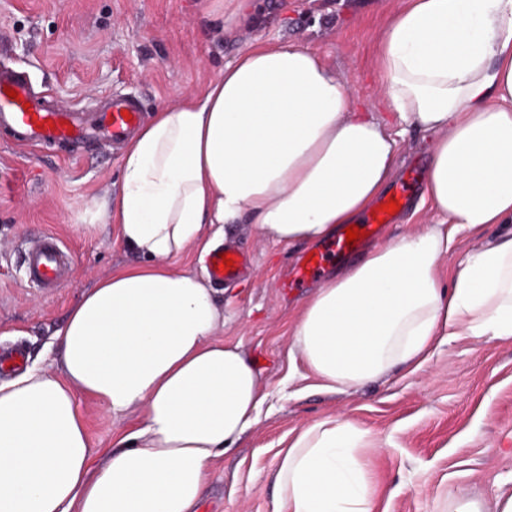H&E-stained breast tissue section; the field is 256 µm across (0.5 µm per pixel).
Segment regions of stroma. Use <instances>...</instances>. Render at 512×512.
Segmentation results:
<instances>
[{
    "label": "stroma",
    "instance_id": "1",
    "mask_svg": "<svg viewBox=\"0 0 512 512\" xmlns=\"http://www.w3.org/2000/svg\"><path fill=\"white\" fill-rule=\"evenodd\" d=\"M237 39L213 25L216 0H0V32L10 60L38 90L83 115L115 91L135 94L146 114L178 95L202 90L252 40L299 41L349 79L354 101L387 106L378 96L375 52L400 0H254ZM0 128V349L40 357L82 294L132 257L115 241L104 208L121 194L122 153L104 141L19 149ZM423 132L401 144L399 183L411 192L397 221L378 241L431 223L420 201L426 153ZM57 234L71 249L59 288L30 285L23 264L29 240ZM227 244L248 252L250 271L215 285L229 316L224 340L241 344L271 397L258 424L213 470L200 512H273L277 452L289 432L328 413H344L375 431L383 450L367 468L388 512H444L448 494L492 500L512 488V340L462 337L443 345L414 374L369 383L352 396L296 380L285 397L291 331L309 288H283L306 244L257 236L247 225L226 228ZM93 447L106 448L120 424L90 398H80Z\"/></svg>",
    "mask_w": 512,
    "mask_h": 512
}]
</instances>
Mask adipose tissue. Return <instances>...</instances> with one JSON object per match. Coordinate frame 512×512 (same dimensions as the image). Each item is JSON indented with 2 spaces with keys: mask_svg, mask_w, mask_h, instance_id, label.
<instances>
[{
  "mask_svg": "<svg viewBox=\"0 0 512 512\" xmlns=\"http://www.w3.org/2000/svg\"><path fill=\"white\" fill-rule=\"evenodd\" d=\"M376 65L392 124L356 109L316 51L256 42L128 140L112 218L138 261L70 309L58 369L36 360L0 382V512H198L267 395L221 338L208 279L171 258L207 254L232 224L288 245L330 239L389 190L409 131L428 136L436 223L326 276L295 320L291 363L351 396L446 341L512 339V233L440 275L458 234L512 224V0H404ZM82 395L139 417L92 447ZM380 448L342 413L303 426L277 453L273 512H380L365 464Z\"/></svg>",
  "mask_w": 512,
  "mask_h": 512,
  "instance_id": "obj_1",
  "label": "adipose tissue"
}]
</instances>
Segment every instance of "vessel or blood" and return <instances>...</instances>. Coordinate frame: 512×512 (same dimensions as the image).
<instances>
[{
    "instance_id": "obj_1",
    "label": "vessel or blood",
    "mask_w": 512,
    "mask_h": 512,
    "mask_svg": "<svg viewBox=\"0 0 512 512\" xmlns=\"http://www.w3.org/2000/svg\"><path fill=\"white\" fill-rule=\"evenodd\" d=\"M9 87L19 91V98L6 95L5 90ZM141 119L142 112L136 97L113 95L97 112L93 126H86L76 119L72 111L55 103L50 96L34 94L24 73L0 66V125L11 127L21 142L66 143L95 136L112 139L117 144L138 129ZM352 252L345 236H337L327 254L316 255L297 268L291 278L292 284H304L318 274L327 255H349ZM234 259L233 267L225 269L220 265L219 251L210 252L206 260L210 278L221 283L239 276L246 268L248 258L238 252ZM24 264L28 282L49 290L62 282L69 264V254L59 238L47 232L29 247Z\"/></svg>"
}]
</instances>
